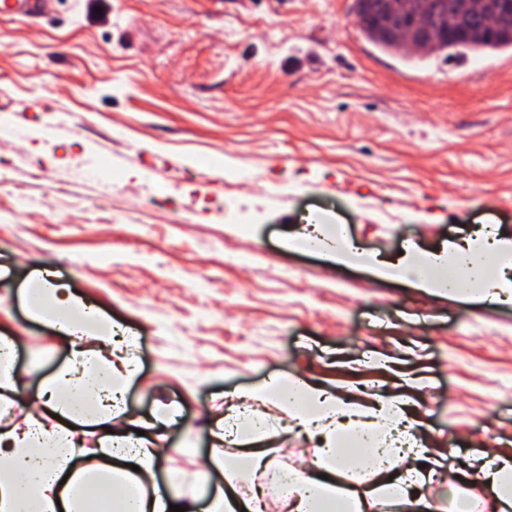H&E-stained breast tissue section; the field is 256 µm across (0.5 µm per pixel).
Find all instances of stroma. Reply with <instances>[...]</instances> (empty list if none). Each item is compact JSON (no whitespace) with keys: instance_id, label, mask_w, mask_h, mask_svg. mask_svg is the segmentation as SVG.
<instances>
[{"instance_id":"1","label":"stroma","mask_w":512,"mask_h":512,"mask_svg":"<svg viewBox=\"0 0 512 512\" xmlns=\"http://www.w3.org/2000/svg\"><path fill=\"white\" fill-rule=\"evenodd\" d=\"M352 5L53 0L0 17V112L20 128L0 139L8 421L71 357L24 299L47 270L127 329L125 417L177 405L163 492L222 484L201 475L233 405L274 424L272 459L308 467L299 427L235 397L282 375L409 397L455 464L512 454V302L437 299L282 245L311 217L386 260L492 226L512 239V49L409 61L367 41ZM14 346L11 340L0 336V411L1 416L15 405L18 393L13 377Z\"/></svg>"}]
</instances>
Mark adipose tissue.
Listing matches in <instances>:
<instances>
[{"mask_svg":"<svg viewBox=\"0 0 512 512\" xmlns=\"http://www.w3.org/2000/svg\"><path fill=\"white\" fill-rule=\"evenodd\" d=\"M285 245L342 266H364L377 277L438 297L512 300V280L489 277L492 264L512 269V240L469 241L440 253L411 244L392 262L353 246L335 227L318 224L288 237ZM448 261L455 268L452 278L431 274V267ZM26 301L33 317L70 337L73 362L33 395L37 416L23 426L0 423V512H170L172 497L146 490L155 480L154 425H144L137 437L121 417L119 400L136 368L115 345L112 321L43 275L27 285ZM244 395L287 413L314 444L310 467L285 473L283 512H374L385 504L432 512L425 475L438 460L418 439L424 422L408 418L401 399L358 401L293 376L271 379ZM230 419L228 430L211 433L212 466L224 472L234 459L273 471L266 459L273 437L267 419L241 412ZM82 425L101 429L99 444L115 464L75 466L86 451L78 432ZM228 440L234 452L225 451ZM404 455L413 457L415 467L400 470ZM448 484L454 492L451 512H512L510 456L479 461L476 471L461 472Z\"/></svg>","mask_w":512,"mask_h":512,"instance_id":"ef3b65f1","label":"adipose tissue"}]
</instances>
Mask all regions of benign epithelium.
<instances>
[{"mask_svg": "<svg viewBox=\"0 0 512 512\" xmlns=\"http://www.w3.org/2000/svg\"><path fill=\"white\" fill-rule=\"evenodd\" d=\"M368 12L409 53H427L448 19L464 31L512 27V0H373Z\"/></svg>", "mask_w": 512, "mask_h": 512, "instance_id": "7a95c632", "label": "benign epithelium"}]
</instances>
